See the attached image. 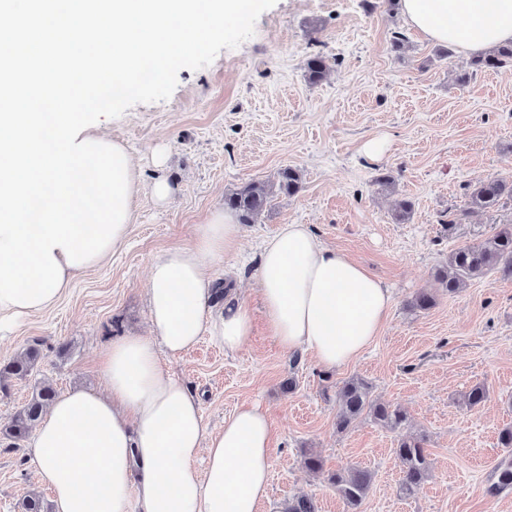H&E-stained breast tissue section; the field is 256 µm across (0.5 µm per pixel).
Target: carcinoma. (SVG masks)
Returning a JSON list of instances; mask_svg holds the SVG:
<instances>
[{
  "mask_svg": "<svg viewBox=\"0 0 512 512\" xmlns=\"http://www.w3.org/2000/svg\"><path fill=\"white\" fill-rule=\"evenodd\" d=\"M472 65L477 70H496L512 67V45L499 46L476 57ZM308 79L321 81L330 66L320 53L310 56L306 62ZM302 189L298 171L284 167L277 173L273 182L251 181L236 192L224 197V205L234 211L240 223L253 224L266 208L274 192L288 196L297 195ZM468 205L476 209L496 207L505 196H512V182L502 179H488L466 186ZM496 271L504 276H512V224H502L482 242L466 245L448 255V262L437 269L436 276L448 294H456L466 288L469 282L482 279ZM436 305L435 295L419 291L410 301V307L428 311ZM39 349L30 347L6 363H0V391L8 389L14 379L29 377L39 359ZM488 397L483 385H476L462 395V403L469 409L480 406ZM56 398V390L47 383L36 387L30 399L12 418L10 424L0 429V435L13 441L25 439L32 427L42 417L48 406ZM336 428L340 432L348 430L363 416L371 418L381 427L398 433L395 453L402 463V479L398 486L399 494L410 497L427 478L430 470L426 437L423 434L405 433L408 421L406 411L398 406L376 402L370 398V385L362 378H352L337 386ZM372 476L367 470H338L331 481L343 499L348 512H359L371 484ZM512 491V453L503 457L494 471L487 493L493 497Z\"/></svg>",
  "mask_w": 512,
  "mask_h": 512,
  "instance_id": "cac0c4a2",
  "label": "carcinoma"
}]
</instances>
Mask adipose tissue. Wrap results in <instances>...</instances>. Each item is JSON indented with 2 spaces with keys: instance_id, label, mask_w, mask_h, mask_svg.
<instances>
[{
  "instance_id": "adipose-tissue-1",
  "label": "adipose tissue",
  "mask_w": 512,
  "mask_h": 512,
  "mask_svg": "<svg viewBox=\"0 0 512 512\" xmlns=\"http://www.w3.org/2000/svg\"><path fill=\"white\" fill-rule=\"evenodd\" d=\"M239 0H0V332L56 304L74 276L100 267L126 238L141 185L126 148L100 131L108 88L141 63L167 67L210 36L203 16ZM409 25L466 55L512 43V0H402ZM94 37L83 51L74 31ZM240 227L219 213L193 242L157 256L146 286L152 337L109 342L107 393L73 389L35 427L30 462L55 512H258L272 466L266 414L243 404L208 431L197 397L161 365L209 335L225 350L253 333L248 306L225 301L210 262ZM259 295L281 350L324 368L354 363L377 336L392 291L309 225L285 224L263 245ZM204 460V471L195 463Z\"/></svg>"
}]
</instances>
